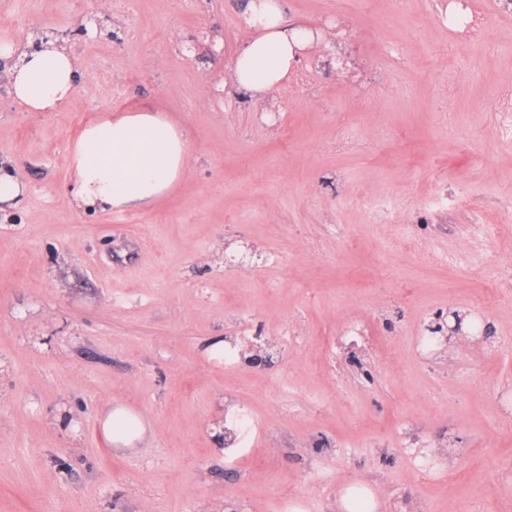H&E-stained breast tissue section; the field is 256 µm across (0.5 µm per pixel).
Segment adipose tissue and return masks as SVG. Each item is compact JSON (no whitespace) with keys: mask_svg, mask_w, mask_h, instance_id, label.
<instances>
[{"mask_svg":"<svg viewBox=\"0 0 512 512\" xmlns=\"http://www.w3.org/2000/svg\"><path fill=\"white\" fill-rule=\"evenodd\" d=\"M246 21L256 35L240 45L231 83L262 98L287 83L312 34L284 25L279 0H251ZM2 55L16 58L10 78L16 99L29 111H52L71 94L75 63L64 50L50 43L18 52L0 45ZM188 154L183 130L159 113L104 116L83 129L72 150L73 198L104 211L150 203L180 179Z\"/></svg>","mask_w":512,"mask_h":512,"instance_id":"1","label":"adipose tissue"}]
</instances>
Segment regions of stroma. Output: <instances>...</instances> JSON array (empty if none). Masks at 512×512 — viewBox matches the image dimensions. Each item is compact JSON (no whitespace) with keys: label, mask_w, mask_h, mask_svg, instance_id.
<instances>
[{"label":"stroma","mask_w":512,"mask_h":512,"mask_svg":"<svg viewBox=\"0 0 512 512\" xmlns=\"http://www.w3.org/2000/svg\"><path fill=\"white\" fill-rule=\"evenodd\" d=\"M477 2L488 53L439 0H283L319 37L254 100L225 85L247 0H0V45L76 61L30 112L0 58V169L24 189L0 203V512H340L352 485L374 512H512V9ZM142 109L184 130L181 180L78 208L82 130ZM481 307L487 339L418 347ZM233 336L272 366L225 368ZM118 406L145 428L123 448L98 424ZM236 408L254 426L227 452Z\"/></svg>","instance_id":"obj_1"}]
</instances>
